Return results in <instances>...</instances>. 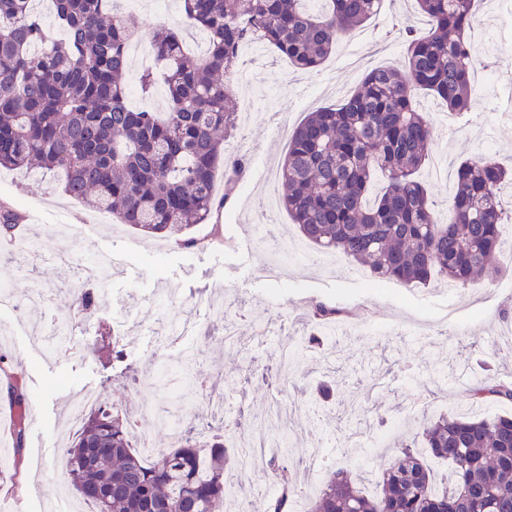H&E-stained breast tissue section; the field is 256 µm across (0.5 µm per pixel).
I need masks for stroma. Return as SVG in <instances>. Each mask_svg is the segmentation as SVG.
I'll return each instance as SVG.
<instances>
[{"instance_id":"stroma-1","label":"stroma","mask_w":512,"mask_h":512,"mask_svg":"<svg viewBox=\"0 0 512 512\" xmlns=\"http://www.w3.org/2000/svg\"><path fill=\"white\" fill-rule=\"evenodd\" d=\"M125 16L140 32L162 25L180 33L187 49L195 47L181 0H139ZM409 23L423 35L430 29L412 0H384L380 13L340 38L316 72L297 71L269 47L242 48L233 93L252 105L238 109L236 131L225 142L246 162L219 211L227 243H210L209 223L192 229L207 246L190 251L171 238H145L70 199L45 171H0V200L18 207L23 238L40 244L36 251L0 249V277L9 276L12 295L0 305V358L17 372L36 429L25 438L19 470L0 469V499L16 512H51L57 502L91 512L58 477L59 450L76 434L68 406L81 392L103 394L130 412L145 401L165 416L180 400L194 406L193 420L212 434L224 417L199 404V382L222 392L236 422L279 401L287 421L276 432L287 435L298 459L314 452L335 457L334 439L342 434L373 439L367 466L355 474L370 495L396 448L420 439L432 418L470 409L481 418L512 413V404L470 405L483 364L512 382V275L454 289L437 278L412 289L392 282L376 293L354 278L351 259L317 266L289 249L301 236L279 204L277 162L292 130L308 112L341 104L368 69L401 64V31ZM469 36L492 76L475 84L470 110L459 115L415 94L434 128L431 158L446 173L437 180L424 169L420 178L443 212L461 161L491 156L512 172V23H500L491 0H479ZM65 245L69 262L45 264L43 251ZM116 253L121 265L98 291L91 270ZM37 287L50 289L51 308L29 305ZM78 288L95 292L96 320L73 327L79 353L47 355L34 339L48 333L52 314L72 312ZM315 302L346 308L355 319L337 335V349L305 350L281 367L280 347L310 333L307 312ZM448 312L467 324L466 335H455L454 322L444 320ZM123 324L129 330L117 357L111 329ZM324 383L334 386L327 399L318 393Z\"/></svg>"}]
</instances>
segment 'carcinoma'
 Instances as JSON below:
<instances>
[{
  "mask_svg": "<svg viewBox=\"0 0 512 512\" xmlns=\"http://www.w3.org/2000/svg\"><path fill=\"white\" fill-rule=\"evenodd\" d=\"M303 2L183 0L208 43L194 55L178 33L153 31L160 71H142L138 87L147 96L163 82L166 106L151 112L126 102L138 30L116 0H50L61 39L28 0H0V167L61 170L73 200L140 233L197 246L189 231L212 218L216 172L244 166L225 154L220 137L236 126L230 77L242 44L259 42L295 68L314 70L339 38L378 14L382 0H323L315 13ZM415 2L431 32L407 37L404 68H372L343 104L308 113L279 168L280 202L307 242L361 264L375 286L396 280L415 287L435 276L465 286L508 270L500 259L498 191L512 175L489 156L462 161L446 220L416 179L434 131L414 91L468 111L475 51L468 37L474 0ZM377 173L386 186L370 204ZM21 219L0 201V229ZM345 313L317 304L309 316L321 325ZM473 396L511 402L512 386L487 376ZM194 430L148 462L132 446L126 414L106 401L61 449V463L93 512H215L224 501V466L244 462L245 449L235 447L230 459L223 441L202 446ZM423 447L424 454L411 444L400 448L373 497L353 477L361 455L340 449L343 465L326 475L304 512H512V416L442 414L424 428ZM427 454L452 464L450 491L433 489ZM296 494L286 478L262 512H294Z\"/></svg>",
  "mask_w": 512,
  "mask_h": 512,
  "instance_id": "obj_1",
  "label": "carcinoma"
}]
</instances>
